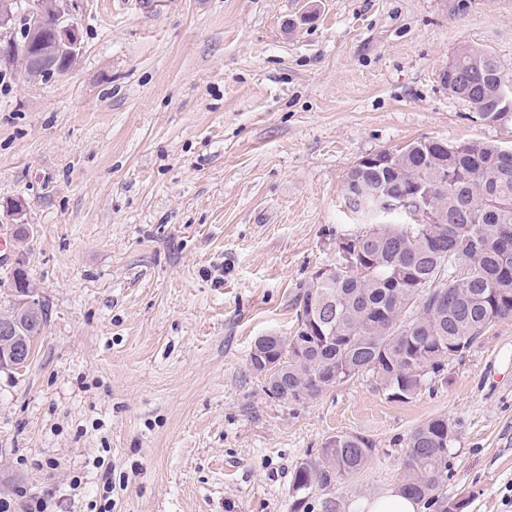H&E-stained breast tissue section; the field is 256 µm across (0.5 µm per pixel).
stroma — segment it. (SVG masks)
I'll return each instance as SVG.
<instances>
[{"mask_svg":"<svg viewBox=\"0 0 512 512\" xmlns=\"http://www.w3.org/2000/svg\"><path fill=\"white\" fill-rule=\"evenodd\" d=\"M148 1L67 0V72L0 71V312L18 266L48 312L27 365L0 372V500L98 512L107 473L112 512H294L296 464L354 434L372 457L332 495L360 512L443 416L449 504L512 512V318L407 400L358 374L278 401L248 368L366 231L341 197L361 158L512 147V123L439 81L473 45L512 84V0Z\"/></svg>","mask_w":512,"mask_h":512,"instance_id":"stroma-1","label":"stroma"}]
</instances>
